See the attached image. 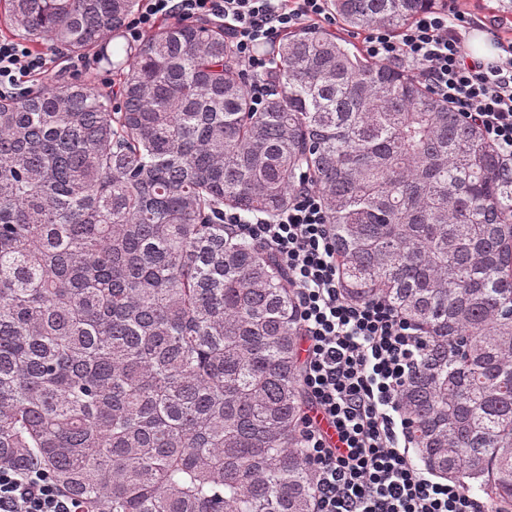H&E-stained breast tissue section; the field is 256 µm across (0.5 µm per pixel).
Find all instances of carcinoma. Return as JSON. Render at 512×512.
I'll use <instances>...</instances> for the list:
<instances>
[{
  "label": "carcinoma",
  "mask_w": 512,
  "mask_h": 512,
  "mask_svg": "<svg viewBox=\"0 0 512 512\" xmlns=\"http://www.w3.org/2000/svg\"><path fill=\"white\" fill-rule=\"evenodd\" d=\"M448 0H333L397 31ZM138 0H0L26 41L90 56L113 91L49 77L0 98V464L89 512H314L288 272L224 231L305 171L340 286L430 340L401 392L418 457L512 509V161L405 67L325 30L272 52L254 112L224 26L111 53Z\"/></svg>",
  "instance_id": "1"
}]
</instances>
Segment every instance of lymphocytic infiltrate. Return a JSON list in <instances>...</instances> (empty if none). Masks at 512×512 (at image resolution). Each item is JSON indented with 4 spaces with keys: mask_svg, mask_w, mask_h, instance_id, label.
Listing matches in <instances>:
<instances>
[{
    "mask_svg": "<svg viewBox=\"0 0 512 512\" xmlns=\"http://www.w3.org/2000/svg\"><path fill=\"white\" fill-rule=\"evenodd\" d=\"M163 20L222 23L237 74L254 110L271 95L268 46L303 27L335 24L332 0H139L125 36L146 38ZM480 20L463 0L417 16L398 31L378 24L361 49L407 67L462 120L512 158V43L483 62L465 50ZM59 57L17 38H0V96L20 98L33 79L56 72ZM221 223L268 246L287 270L303 331L301 384L310 413L301 437L315 485V512H490L486 502L419 466L412 420L400 400L420 371L428 339L384 299L349 300L339 286L336 241L326 201L300 174L286 210L269 217L225 211ZM334 428L328 439L326 428ZM0 512H84L38 465H0Z\"/></svg>",
    "mask_w": 512,
    "mask_h": 512,
    "instance_id": "1",
    "label": "lymphocytic infiltrate"
}]
</instances>
